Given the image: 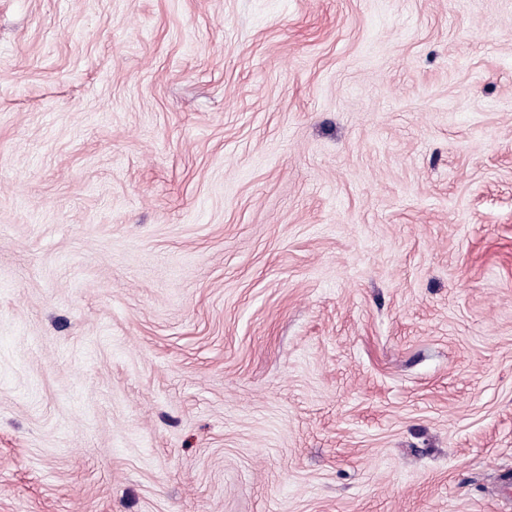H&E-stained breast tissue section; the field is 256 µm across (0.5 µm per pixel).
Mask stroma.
Returning <instances> with one entry per match:
<instances>
[{"label": "stroma", "instance_id": "35a3bbf8", "mask_svg": "<svg viewBox=\"0 0 512 512\" xmlns=\"http://www.w3.org/2000/svg\"><path fill=\"white\" fill-rule=\"evenodd\" d=\"M0 512H512V0H0Z\"/></svg>", "mask_w": 512, "mask_h": 512}]
</instances>
